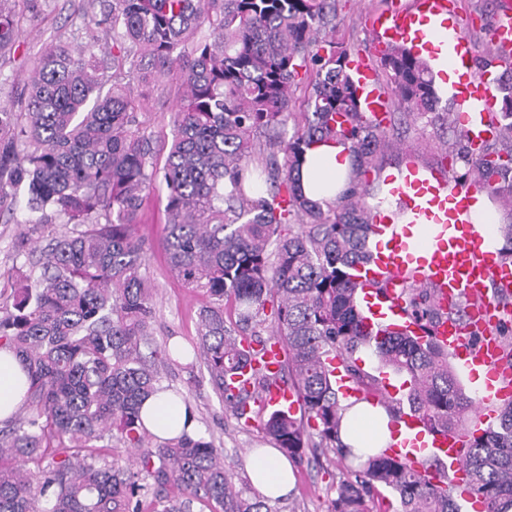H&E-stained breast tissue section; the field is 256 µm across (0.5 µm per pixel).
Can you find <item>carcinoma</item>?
Masks as SVG:
<instances>
[{
	"label": "carcinoma",
	"mask_w": 512,
	"mask_h": 512,
	"mask_svg": "<svg viewBox=\"0 0 512 512\" xmlns=\"http://www.w3.org/2000/svg\"><path fill=\"white\" fill-rule=\"evenodd\" d=\"M36 3L0 0V64L18 48L16 5L31 11ZM89 9L88 24L112 25V74L89 45L60 41L35 60L24 110L0 106V217L15 213L24 188L27 210L40 214L34 223L64 216L83 227L19 270L16 294L0 302V345L15 352L29 381L22 414L0 429V512H140L148 494L152 512H193L196 502L211 512H272L236 488L213 442L184 432L154 443L140 415L163 390L158 367L182 363L187 385L195 383L193 356L225 411L249 421L273 383L252 366L266 329L288 350V375L278 378L291 379L314 422L310 432L288 412L269 414L263 430L288 458L302 461L318 448L351 455L330 359L341 358L355 389L374 398L381 378L355 358L370 349L379 369L406 376L405 400L381 402L390 417L408 413L434 433L466 437L467 493L482 512H512V400L494 424L469 432L474 402L430 335L465 311H445L434 289L409 286L400 295L420 333L373 332L359 310L365 284L353 278L372 259L363 176L379 169L391 129L407 118L452 134V160L464 163L456 179L489 183L512 206V65L493 78L495 141L475 154L450 114L438 111L425 61L403 47L380 58L393 97L390 126L362 111L349 69L354 47L336 39L338 0H90ZM165 75L180 92L159 172L142 131L148 108L133 83ZM299 88L303 110L294 112ZM319 142L347 145L353 156L349 188L324 207L301 185L306 150ZM159 176L170 269L208 297L192 355L149 340L154 308L135 227ZM292 220L296 233L287 230ZM498 232L501 262L512 265V223ZM499 335L511 368L512 329ZM248 367V378L232 381ZM115 433L138 452L137 469L95 454ZM435 472L446 474L444 486L431 480ZM453 479L435 454L415 467L386 448L340 482L333 512H368L383 489L398 496L399 512H461Z\"/></svg>",
	"instance_id": "carcinoma-1"
}]
</instances>
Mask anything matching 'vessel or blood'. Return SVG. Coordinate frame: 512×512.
<instances>
[{"mask_svg":"<svg viewBox=\"0 0 512 512\" xmlns=\"http://www.w3.org/2000/svg\"><path fill=\"white\" fill-rule=\"evenodd\" d=\"M371 25L378 50L399 45L417 54L428 53L433 59L440 52H447L449 66L462 69L458 83L452 86V97L470 111L465 135L471 146L486 142L493 130V87L486 76L465 69L473 46L463 33L456 0H411L409 6L372 17ZM490 45L493 65L512 62V0L502 2ZM352 67L363 107L375 118L385 119L390 110L388 89L378 83L366 57H355ZM405 169L400 177L385 180L389 195L400 203L399 209H379L372 215L375 252L369 266L363 268L360 280L366 284L384 282L386 292H365V323L373 330L405 321L401 288L410 284L432 286L441 307L466 304L482 329L481 335L474 336L468 328L446 320L434 330L436 341L447 348L465 372L484 370L486 391L480 397L482 407L511 399L512 372L504 368L502 348L495 335L503 320L498 305L488 296V289L493 286L511 290L512 266L485 249L484 237L471 215L473 202L477 195L485 193L486 187L479 182L465 187L450 186L444 177L421 167L412 158L407 160ZM402 215L418 226L419 241L396 233L395 224ZM263 405L293 412L300 407L301 399L287 384L277 381L264 394ZM403 424L405 430L391 448L393 455L416 464L434 453L450 460L456 479L465 478L460 439L432 434L409 416Z\"/></svg>","mask_w":512,"mask_h":512,"instance_id":"vessel-or-blood-1","label":"vessel or blood"}]
</instances>
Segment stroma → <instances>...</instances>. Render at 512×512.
Masks as SVG:
<instances>
[{
  "mask_svg": "<svg viewBox=\"0 0 512 512\" xmlns=\"http://www.w3.org/2000/svg\"><path fill=\"white\" fill-rule=\"evenodd\" d=\"M394 3L395 0L340 2L342 23L339 34L370 62H377L378 57L373 52L374 34L369 19L373 13L393 9ZM86 8L87 0H38L36 13L27 15L24 22L15 62L0 67L1 106L20 109L25 98L27 70L45 45L52 41L80 43L87 37H94L97 57L103 63H111L112 28L104 25L96 28L94 33H87ZM135 92L148 106L146 127L153 141L154 160L156 164H164L174 133L177 84L175 80L161 77L147 85H136ZM438 136L436 128L423 127L419 122L394 130L392 146L380 160L382 172L400 171L407 156L411 155L421 165L444 177H452L451 162L442 157ZM26 218V212L21 210L14 221L0 220V296L5 298L12 295L16 285L13 269L28 261L27 256L16 254L12 248ZM166 222V192L159 185L147 194L136 227L137 236L146 244V273L154 289L150 334L155 343L176 340L190 349L198 343L197 314L206 298L185 288L170 274L163 250ZM161 376L163 385L169 386L170 390L188 394L199 433L223 449L236 484L247 495H254L255 490L247 477L250 456L254 449L274 445L273 439L262 432L260 418L244 423L226 412L207 372H199V381L193 388L187 386L188 374L182 367L174 365L163 369ZM347 473L346 463L340 462L332 450L319 451L317 461L296 464V486L285 499L275 503V512H330L338 483Z\"/></svg>",
  "mask_w": 512,
  "mask_h": 512,
  "instance_id": "obj_1",
  "label": "stroma"
}]
</instances>
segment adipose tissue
<instances>
[{
	"label": "adipose tissue",
	"instance_id": "ef3b65f1",
	"mask_svg": "<svg viewBox=\"0 0 512 512\" xmlns=\"http://www.w3.org/2000/svg\"><path fill=\"white\" fill-rule=\"evenodd\" d=\"M350 157L343 144L319 143L307 150L302 167L306 195L318 201H333L345 185ZM27 389L26 372L8 347H0V422L11 419L22 407ZM346 428L342 439L355 455L376 454L392 444L391 419L385 409L367 401H346ZM141 416L145 427L160 439L180 433L195 434L193 411L182 398L163 391L149 397ZM248 477L266 500L285 497L293 487L292 464L278 449L260 448L252 457Z\"/></svg>",
	"mask_w": 512,
	"mask_h": 512
}]
</instances>
